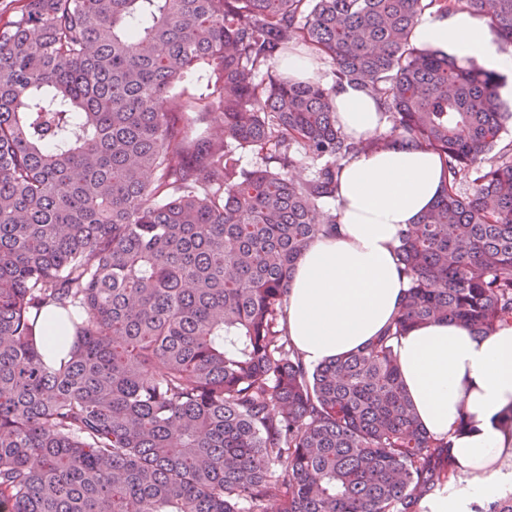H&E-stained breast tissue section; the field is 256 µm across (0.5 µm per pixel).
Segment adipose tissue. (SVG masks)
Here are the masks:
<instances>
[{
    "mask_svg": "<svg viewBox=\"0 0 512 512\" xmlns=\"http://www.w3.org/2000/svg\"><path fill=\"white\" fill-rule=\"evenodd\" d=\"M411 42L495 70L512 97V48L466 12H425ZM342 130L362 139L383 131L374 95L346 84L334 97ZM448 177L434 151L395 142L342 165L336 188L335 236L318 239L298 260L283 324L308 366L338 358L382 335L407 289L395 248L399 235L440 197ZM401 378L419 426L449 441L462 485L423 498L426 512H473L501 488L512 461V435L500 421L512 406V325L487 336L453 321L413 329L394 343Z\"/></svg>",
    "mask_w": 512,
    "mask_h": 512,
    "instance_id": "adipose-tissue-1",
    "label": "adipose tissue"
}]
</instances>
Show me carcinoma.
I'll use <instances>...</instances> for the list:
<instances>
[{"mask_svg": "<svg viewBox=\"0 0 512 512\" xmlns=\"http://www.w3.org/2000/svg\"><path fill=\"white\" fill-rule=\"evenodd\" d=\"M22 2L0 26V512H417L456 480L393 339L512 324L509 110L495 72L410 35L466 11L512 46V0ZM300 44L331 86L254 81ZM200 67L204 92L175 91ZM352 82L390 132L342 131ZM397 138L448 187L400 236L393 325L308 367L280 324L296 262L336 233L342 163ZM49 308L73 328L57 363Z\"/></svg>", "mask_w": 512, "mask_h": 512, "instance_id": "obj_1", "label": "carcinoma"}]
</instances>
